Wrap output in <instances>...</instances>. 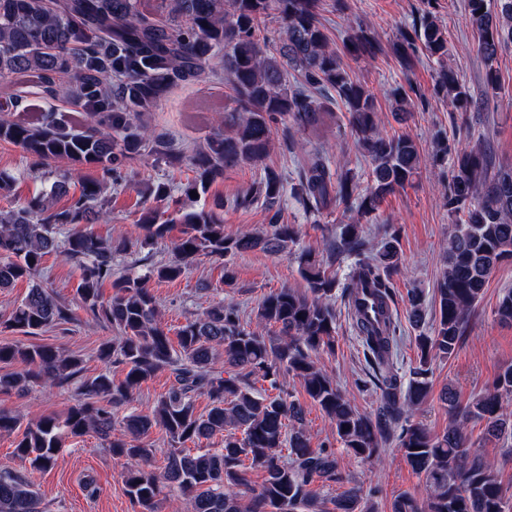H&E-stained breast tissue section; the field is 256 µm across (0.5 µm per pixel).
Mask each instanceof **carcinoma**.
Wrapping results in <instances>:
<instances>
[{"instance_id":"carcinoma-1","label":"carcinoma","mask_w":512,"mask_h":512,"mask_svg":"<svg viewBox=\"0 0 512 512\" xmlns=\"http://www.w3.org/2000/svg\"><path fill=\"white\" fill-rule=\"evenodd\" d=\"M468 0L478 49L488 62L512 44V0ZM341 10V0H0V77L29 80L51 97L65 95L84 110L79 124L47 112L38 124L15 119V108L0 107V142L19 148L36 165L65 160L71 171L53 183L49 194L36 193L20 206L0 212V289L29 280L28 294L13 308L7 327L27 336L71 321L68 303L35 281L44 257L56 252L79 270L76 296L95 320L119 335L103 343L98 358L124 366L121 380L110 372L83 376L82 359L50 345L1 344L0 363L18 361L26 369L0 375V392L26 394L75 386L78 398L61 417H42L22 425V416L0 409V432H20L15 456L22 468L0 472V512H45L29 470H47L70 438L95 433L113 456L125 460L123 481L140 512H155L159 497L177 493L189 512H376V490L354 485L328 501L312 485L349 481L335 452L314 448L303 429L304 409L289 399L280 377L299 379L309 398L335 425L346 452L374 466L383 462L385 445L395 444L403 462L420 478L412 491L394 497L391 512H512V479L494 461L469 448L466 425L485 422V434L512 441V417L505 401L512 395V364L503 367L465 406L445 387L439 399L448 411V427L432 433L412 420L416 407L432 391L431 362L450 357L463 340L468 316L479 302L496 266L512 259V167L494 169L480 149L448 155L439 139L436 156L450 157L448 212L464 220L448 242L447 270L435 288L439 318L435 327L414 337L419 365L409 380L395 368L402 336L391 277L399 266L398 240L391 235L373 245L359 224L343 225L324 262L310 252L298 256V268L310 294L281 288L265 295L258 324L277 327L275 337L243 325L236 307L219 302L186 320L173 348L161 324L149 282L175 280L200 257L224 262L228 256L288 251L298 231L279 223L287 188L281 173L264 164L273 134L283 142L294 132L316 129L326 105L341 102L349 113L351 134L372 162V184L365 191L352 169L333 166L324 150L306 151L297 171L296 201L310 217L333 206L367 215L382 200L412 182L421 164L420 145L410 136L388 137L379 128L374 97L349 72L331 46L324 13ZM439 69L435 89L460 110L472 99L448 70V35L430 12L400 34L395 53L412 70L418 51ZM378 41L359 29L344 44L350 57H375ZM299 73L288 84V72ZM225 82L235 107L224 111L205 143L191 151L175 148L143 120L180 84L204 73ZM142 159L187 166L193 180L176 188L149 184L142 191L155 205L141 209L136 224L140 246L168 237L171 225H183L173 241V257L147 267L142 275H119L113 261L133 244L121 228L101 238L87 229L109 221L106 192L118 188L129 168ZM243 164L262 167L259 181L236 198L271 213L269 228H224L212 209L186 210L175 193L202 196L224 173ZM101 177L81 180L80 195L59 209L46 197L67 193L73 174L83 167ZM172 203L171 211L157 203ZM354 257L351 284L343 295L353 328L365 350L368 368L358 386L376 395V408L362 413L312 359L317 350L335 351L336 277L325 263L336 252ZM112 295L104 298V282ZM409 320L419 325L423 293H408ZM224 349L219 366L214 351ZM168 369L174 384L154 407H135L143 382ZM268 383L256 389L252 380ZM205 396L210 408L196 410ZM129 408L122 420L114 409ZM122 433H116V427ZM163 430L171 449L164 471L149 462L146 443L152 429ZM222 434L221 448L198 446ZM264 479L252 484L248 470Z\"/></svg>"}]
</instances>
